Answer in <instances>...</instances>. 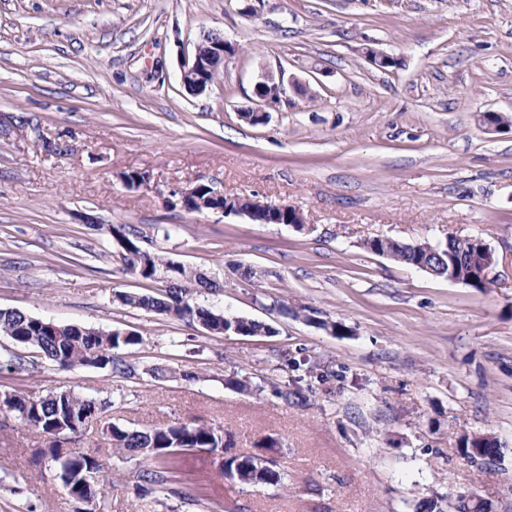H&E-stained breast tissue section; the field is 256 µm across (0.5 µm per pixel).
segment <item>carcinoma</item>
I'll return each mask as SVG.
<instances>
[{"instance_id": "obj_1", "label": "carcinoma", "mask_w": 512, "mask_h": 512, "mask_svg": "<svg viewBox=\"0 0 512 512\" xmlns=\"http://www.w3.org/2000/svg\"><path fill=\"white\" fill-rule=\"evenodd\" d=\"M109 233L119 248L120 261L126 273L143 281L166 283L165 292L157 295L116 293V298L123 304L196 324L213 334L232 330L234 323L249 334L267 330L259 321L232 320L201 303L198 296L204 291L213 293L219 290L220 283L180 264L175 266L172 260L149 250L144 246L146 239L136 229L125 224H111ZM364 245L372 251H384L389 258L406 266L412 260L424 257L433 268L434 276L463 278L469 287L477 291L485 292L495 282L486 270L496 261V256L484 240L474 236L450 237L446 243L439 241L435 244L427 241L407 243L397 239L383 243L368 239ZM0 335L32 350L60 370L108 367L113 374L125 379L134 377V371L125 359L118 356L117 350L141 343L140 336L136 334L126 336L119 331L63 325L13 309H0ZM112 406L109 399L65 390L50 391L43 396L13 393L4 400L0 412L4 419L12 418L43 437L45 447L38 451L39 461L54 469L63 490L83 505L97 496L103 482V466L98 459L71 447V444L89 422ZM107 434L114 453L148 462V469L143 471L141 482L135 487L137 497L146 498L161 492L177 498L180 506L194 509L205 508L207 503L199 491L180 487L177 455L198 448L212 451L231 447L222 428L204 423L178 421L140 430L112 424ZM464 447L483 448L488 461L500 453L497 441L489 435L467 438ZM244 460L252 461L258 470V484L275 486L281 482V472L259 455L225 457L221 467L224 477H236Z\"/></svg>"}]
</instances>
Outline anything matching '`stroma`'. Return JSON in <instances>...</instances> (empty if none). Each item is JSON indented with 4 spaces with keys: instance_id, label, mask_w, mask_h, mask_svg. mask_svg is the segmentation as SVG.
Wrapping results in <instances>:
<instances>
[{
    "instance_id": "35a3bbf8",
    "label": "stroma",
    "mask_w": 512,
    "mask_h": 512,
    "mask_svg": "<svg viewBox=\"0 0 512 512\" xmlns=\"http://www.w3.org/2000/svg\"><path fill=\"white\" fill-rule=\"evenodd\" d=\"M215 33L237 50L190 94L183 66ZM368 47L397 67L372 65ZM267 74L286 98L247 123ZM486 112L512 121V0H0V309L142 338L120 352L131 381L45 359L0 369V392L111 399L76 441L115 480L92 512L176 506L136 497L145 465L106 434L176 421L222 427L242 455L274 439L279 487L228 483L222 452L180 454L182 479L230 512H455L470 495L512 512V124L485 130ZM129 171L147 185L125 186ZM201 183L296 206L307 226L171 195ZM111 224L223 281L202 302L269 333L211 334L114 300L159 286L123 271ZM449 234L494 250L487 292L363 246ZM479 434L501 456L478 467L459 443ZM42 446L16 421L0 428V512H74Z\"/></svg>"
}]
</instances>
